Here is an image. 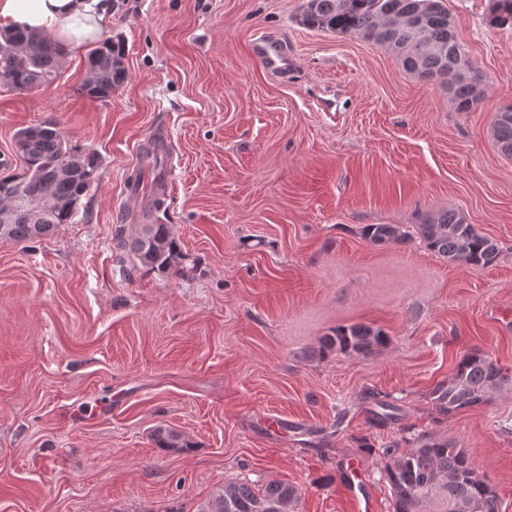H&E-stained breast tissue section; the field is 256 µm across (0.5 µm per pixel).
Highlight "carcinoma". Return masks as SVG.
Wrapping results in <instances>:
<instances>
[{
    "label": "carcinoma",
    "mask_w": 512,
    "mask_h": 512,
    "mask_svg": "<svg viewBox=\"0 0 512 512\" xmlns=\"http://www.w3.org/2000/svg\"><path fill=\"white\" fill-rule=\"evenodd\" d=\"M401 14L408 22L382 26L390 14ZM421 26L413 22L421 16ZM299 23L307 28L334 32L371 41L394 54L402 67L413 76L432 82L448 92L459 112L471 111L484 97L475 87L484 84L481 73L473 70L460 74L463 50L454 31L448 30V10L442 0H306ZM491 27L512 24V0H495L488 17ZM23 49L25 65L16 61V51ZM123 57L112 40L103 41L89 55L91 81L81 87L83 95L105 100L112 97L125 79L117 61ZM60 52L56 44L22 28L3 31L0 42V84L18 91H28L52 81L59 69ZM493 138L500 151L512 156V105L500 110L494 120ZM16 149L25 163L20 174L8 172V163H0V202L12 200L16 217L0 229V242L36 243L52 236L62 224H71L82 197L97 179L98 158L82 153L65 141L58 123L46 119L19 129ZM165 149L162 139L143 148L142 158L158 181L164 180ZM76 156L78 166L72 176L62 181L55 175L59 165ZM426 248L444 259L462 261L476 267L492 265L500 250L496 240L467 224L452 209L423 218L417 225ZM360 235L376 246L401 244L408 232L397 224H366ZM114 247L127 255L122 274L132 278L139 270L159 274L175 273L182 277L196 270V261L181 249L168 224H144L141 232L125 235V225L115 226ZM387 342L384 331L370 324L339 326L321 337L318 356L333 353L370 355ZM512 390V371H505L484 351L473 348L463 354L448 380L430 392L433 404L446 416L457 410L491 402L490 385ZM372 419L376 425L395 420L394 406L376 403ZM151 439L158 448L187 451L191 443L179 432L156 427ZM412 443L403 453L401 443ZM385 473L393 497L392 512H451L458 500L475 497L482 500V512H500L497 493L465 449L453 439L422 434L412 440L401 438L382 448ZM299 499L298 490L281 481L258 485L250 480H236L215 488L196 512H287Z\"/></svg>",
    "instance_id": "1"
}]
</instances>
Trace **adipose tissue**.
Instances as JSON below:
<instances>
[{
  "instance_id": "obj_1",
  "label": "adipose tissue",
  "mask_w": 512,
  "mask_h": 512,
  "mask_svg": "<svg viewBox=\"0 0 512 512\" xmlns=\"http://www.w3.org/2000/svg\"><path fill=\"white\" fill-rule=\"evenodd\" d=\"M108 9L107 0H0V17L46 36L68 55L100 39Z\"/></svg>"
}]
</instances>
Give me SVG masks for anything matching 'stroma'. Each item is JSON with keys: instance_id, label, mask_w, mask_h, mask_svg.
I'll use <instances>...</instances> for the list:
<instances>
[{"instance_id": "35a3bbf8", "label": "stroma", "mask_w": 512, "mask_h": 512, "mask_svg": "<svg viewBox=\"0 0 512 512\" xmlns=\"http://www.w3.org/2000/svg\"><path fill=\"white\" fill-rule=\"evenodd\" d=\"M109 2L127 74L111 98L81 94L84 52L52 83L0 85V161L21 170L15 133L53 118L99 165L74 223L34 251L0 243V512H195L241 478L295 486L290 512H354L353 464L392 512L380 448L421 434L456 440L512 512V390L447 417L429 396L475 347L512 369V158L492 135L512 25L488 26L494 0H443L488 85L469 112L385 48L300 25L304 0ZM263 34L293 53L288 81L254 59ZM156 135L164 221L200 266L127 279L112 233L141 230L119 209ZM449 208L498 241L493 265L414 237ZM367 224L412 237L378 247ZM356 323L387 345L316 358ZM374 393L392 424H372ZM159 425L191 450L156 448Z\"/></svg>"}]
</instances>
